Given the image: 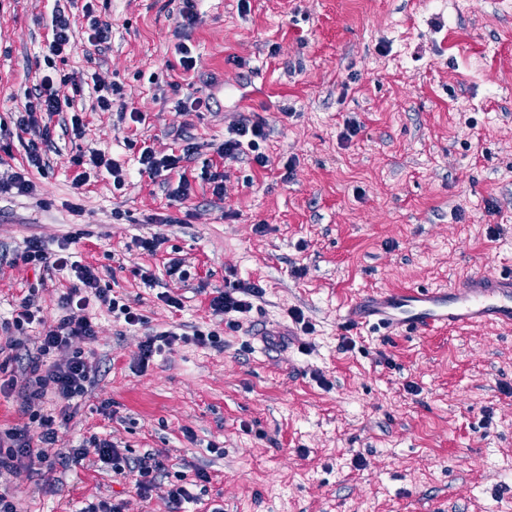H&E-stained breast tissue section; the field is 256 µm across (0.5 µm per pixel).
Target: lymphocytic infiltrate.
<instances>
[{"label":"lymphocytic infiltrate","mask_w":512,"mask_h":512,"mask_svg":"<svg viewBox=\"0 0 512 512\" xmlns=\"http://www.w3.org/2000/svg\"><path fill=\"white\" fill-rule=\"evenodd\" d=\"M63 85L70 87V94H61L60 86H54L52 80L47 79L27 95L23 113L19 118L21 129L35 126L37 113L53 114L62 111L63 107L71 105L73 97L84 91L83 81L73 75L64 77L61 86ZM265 138L266 132L261 122L240 120L230 126L229 136L220 146L218 154L227 161H235L240 156L249 154L256 164L266 165L267 157L260 150V144ZM16 258L23 263L46 269L70 270L76 282L61 300L62 316L55 323L43 325L36 354L27 356L24 368L26 379L20 391L23 411L34 410L50 395L59 404V413L55 416L43 415L39 435L32 436L26 429L15 428L0 436V474L18 478L30 472L36 464L50 472L54 470L56 463L77 465L92 453L99 462L111 466L113 473L132 477L133 486L139 495L148 494L158 474L166 469L158 453L148 452L142 458L131 462L127 460L117 442L105 438L95 440L94 447L90 450L79 447L63 454L54 452L55 425L57 421L65 422L70 419L71 404L73 400L86 394L93 368L87 358L78 352L60 364L47 365L43 362L44 357L68 347L73 338L93 335L94 327L87 314L91 302L106 306L111 313L130 326L140 324L141 315L130 305L111 296L108 289L102 288L96 269L75 260L66 244H59L57 249L52 250L42 241L32 239L27 242L23 251L17 253ZM256 292V287L252 285H233L214 296L210 301V308L214 315L223 318L228 329L239 330L241 317L252 309L249 297Z\"/></svg>","instance_id":"f902f5d3"}]
</instances>
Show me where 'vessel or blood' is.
I'll return each mask as SVG.
<instances>
[{
    "instance_id": "b4317fda",
    "label": "vessel or blood",
    "mask_w": 512,
    "mask_h": 512,
    "mask_svg": "<svg viewBox=\"0 0 512 512\" xmlns=\"http://www.w3.org/2000/svg\"><path fill=\"white\" fill-rule=\"evenodd\" d=\"M346 317L351 323L370 324L391 334L441 327L512 328V275L473 271L448 289L375 290L355 300Z\"/></svg>"
}]
</instances>
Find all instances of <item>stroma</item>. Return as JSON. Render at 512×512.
Segmentation results:
<instances>
[{"mask_svg":"<svg viewBox=\"0 0 512 512\" xmlns=\"http://www.w3.org/2000/svg\"><path fill=\"white\" fill-rule=\"evenodd\" d=\"M57 3L78 33L49 67ZM181 5L0 0V176L38 136L16 121L43 75L121 88L106 112L75 97L52 119L35 193L0 195V321L30 290L45 322L61 315L71 277L16 261L31 238L69 242L143 316L129 326L94 308V335L73 340L99 376L56 450L96 436L133 458L161 452L169 472L202 470L188 512H512V329L384 340L343 319L370 289L512 269V0H197L191 28ZM92 15L111 24L107 43L89 44ZM185 46L197 59L189 73ZM181 78L209 107H176ZM74 112L78 138L65 131ZM242 119L263 122L267 167L218 156ZM349 120L358 131L346 140ZM187 142L191 194L174 204L177 174H142L139 152ZM94 149L122 167L121 190L103 174L76 194L71 160ZM206 169L223 172L222 197ZM154 235L152 255L137 240ZM238 281L260 294L232 332L209 300ZM198 329L221 332L223 349L190 343ZM165 331L181 341L137 371L141 342ZM168 489L161 476L141 497L93 460L0 477L19 512H77L90 498L169 512Z\"/></svg>","mask_w":512,"mask_h":512,"instance_id":"35a3bbf8","label":"stroma"}]
</instances>
